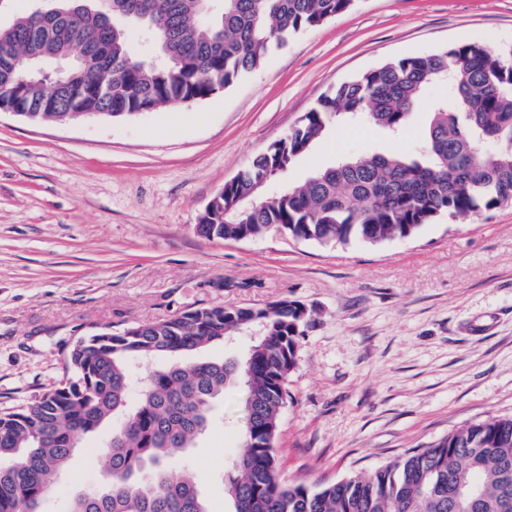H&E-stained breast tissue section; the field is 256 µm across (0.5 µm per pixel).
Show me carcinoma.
<instances>
[{
  "label": "carcinoma",
  "mask_w": 512,
  "mask_h": 512,
  "mask_svg": "<svg viewBox=\"0 0 512 512\" xmlns=\"http://www.w3.org/2000/svg\"><path fill=\"white\" fill-rule=\"evenodd\" d=\"M60 0L0 28V109L48 122L131 117L205 99L260 68L268 54L357 0ZM150 40L131 52L134 32ZM49 65L78 54L57 77L16 69L20 55ZM418 150L365 153L317 169L275 196L261 182L288 172L330 129L349 120L406 128L428 89ZM491 150H478L479 143ZM512 206V44L471 42L381 64L323 95L288 135L224 183L199 217L206 238L277 230L321 245L380 244L441 217ZM311 312L286 297L262 307H191L171 318L93 332L70 350L63 378L38 398L0 410V512H42L82 438L118 420L104 450L106 481L73 488L66 512H209L182 453L233 390L243 419L238 476L224 477L233 512H512V416L465 424L426 448L323 488L281 479L274 443ZM247 336L228 360L202 348ZM475 483L470 499L459 484Z\"/></svg>",
  "instance_id": "cac0c4a2"
}]
</instances>
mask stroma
Here are the masks:
<instances>
[{
    "label": "stroma",
    "instance_id": "obj_1",
    "mask_svg": "<svg viewBox=\"0 0 512 512\" xmlns=\"http://www.w3.org/2000/svg\"><path fill=\"white\" fill-rule=\"evenodd\" d=\"M512 42V0H358L292 38L210 98L127 119L33 123L0 112V409L63 375L82 336L209 305L297 300L315 319L288 380L280 476L331 484L489 415L512 416V207L423 226L381 244L324 246L273 231H196L210 198L284 138L318 98L390 59ZM431 87L392 137L342 125L264 195L316 168L419 143ZM111 425L85 437L43 512L102 479ZM242 445L233 396L186 455L210 512Z\"/></svg>",
    "mask_w": 512,
    "mask_h": 512
}]
</instances>
